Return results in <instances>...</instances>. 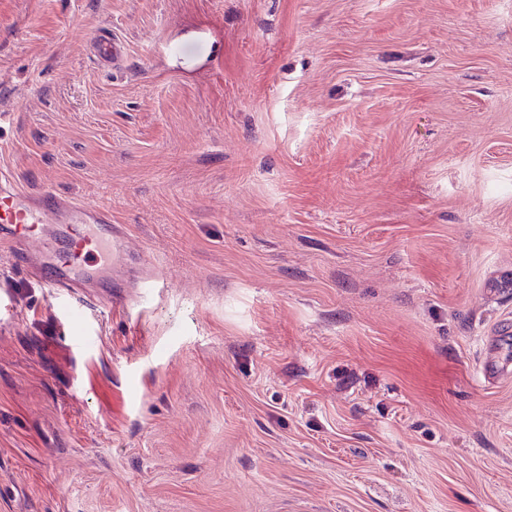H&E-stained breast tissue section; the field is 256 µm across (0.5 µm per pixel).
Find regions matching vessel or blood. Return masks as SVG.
Masks as SVG:
<instances>
[{"label":"vessel or blood","mask_w":512,"mask_h":512,"mask_svg":"<svg viewBox=\"0 0 512 512\" xmlns=\"http://www.w3.org/2000/svg\"><path fill=\"white\" fill-rule=\"evenodd\" d=\"M92 53L103 65L116 67L123 59L124 46L105 32L93 43ZM35 237L51 240V248L31 250L29 242ZM117 245L109 209L51 188H21L0 172V247L8 254L9 267L69 297L71 321L84 322L87 309L111 303L110 290L87 289L84 270L102 265ZM501 351V346H491L480 368L484 380L492 385L512 367L501 358Z\"/></svg>","instance_id":"1"}]
</instances>
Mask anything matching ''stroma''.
<instances>
[{
	"label": "stroma",
	"mask_w": 512,
	"mask_h": 512,
	"mask_svg": "<svg viewBox=\"0 0 512 512\" xmlns=\"http://www.w3.org/2000/svg\"><path fill=\"white\" fill-rule=\"evenodd\" d=\"M0 171L122 232L91 347L0 281V512H512V0H0ZM93 55L106 66L118 67L124 56L122 42L111 32L102 33L92 45ZM504 349L503 346L491 345L486 354L480 373L484 380L489 384L498 383L503 375L508 372V362L510 363V347H506L505 358H501L500 353Z\"/></svg>",
	"instance_id": "obj_1"
}]
</instances>
